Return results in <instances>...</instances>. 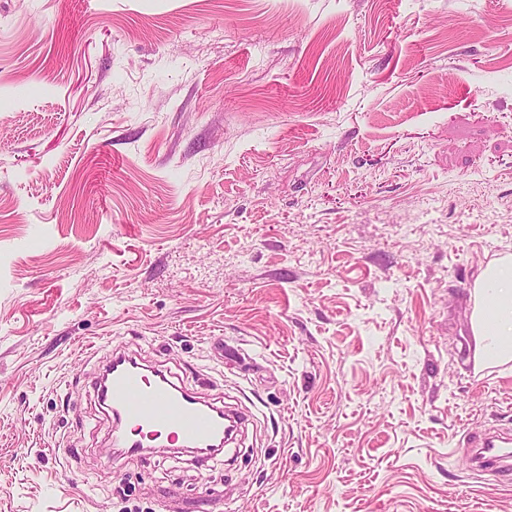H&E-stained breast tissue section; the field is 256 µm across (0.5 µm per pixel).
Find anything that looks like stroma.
Returning <instances> with one entry per match:
<instances>
[{"label":"stroma","mask_w":512,"mask_h":512,"mask_svg":"<svg viewBox=\"0 0 512 512\" xmlns=\"http://www.w3.org/2000/svg\"><path fill=\"white\" fill-rule=\"evenodd\" d=\"M512 0H0V512H512ZM140 355L242 408L114 460ZM471 315L476 363L512 359V260L483 269ZM511 445V428L494 430L472 442L470 459L475 464L498 462L504 471H509L511 470V463H509L512 457Z\"/></svg>","instance_id":"1"}]
</instances>
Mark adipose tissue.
<instances>
[{
	"mask_svg": "<svg viewBox=\"0 0 512 512\" xmlns=\"http://www.w3.org/2000/svg\"><path fill=\"white\" fill-rule=\"evenodd\" d=\"M471 315L473 357L478 362L512 359V260L483 269Z\"/></svg>",
	"mask_w": 512,
	"mask_h": 512,
	"instance_id": "obj_1",
	"label": "adipose tissue"
}]
</instances>
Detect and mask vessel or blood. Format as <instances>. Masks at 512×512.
I'll return each mask as SVG.
<instances>
[{"mask_svg":"<svg viewBox=\"0 0 512 512\" xmlns=\"http://www.w3.org/2000/svg\"><path fill=\"white\" fill-rule=\"evenodd\" d=\"M108 389L98 399L103 415L124 426L118 445L126 456H139L148 442L164 439L167 447L192 451L198 462L209 460V448L222 443L226 423L241 425L237 412H220L215 402L190 392L167 370L140 362L113 359ZM472 463H500L512 468V431L500 429L471 444Z\"/></svg>","mask_w":512,"mask_h":512,"instance_id":"vessel-or-blood-1","label":"vessel or blood"}]
</instances>
